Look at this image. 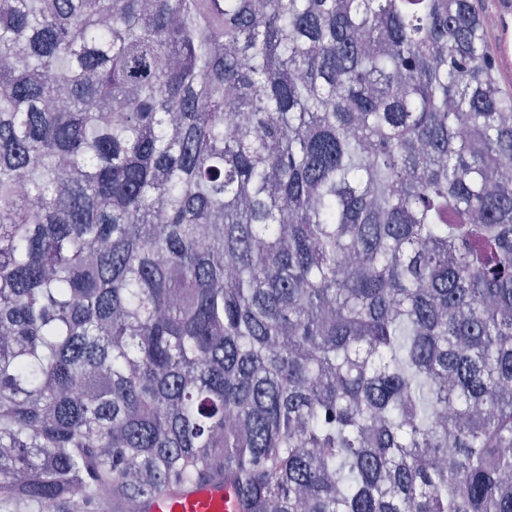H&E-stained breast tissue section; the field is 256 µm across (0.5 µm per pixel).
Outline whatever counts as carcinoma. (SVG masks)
Segmentation results:
<instances>
[{
	"label": "carcinoma",
	"instance_id": "cac0c4a2",
	"mask_svg": "<svg viewBox=\"0 0 512 512\" xmlns=\"http://www.w3.org/2000/svg\"><path fill=\"white\" fill-rule=\"evenodd\" d=\"M471 0H0V512H512V95ZM152 512H234L224 487H206L157 503Z\"/></svg>",
	"mask_w": 512,
	"mask_h": 512
}]
</instances>
